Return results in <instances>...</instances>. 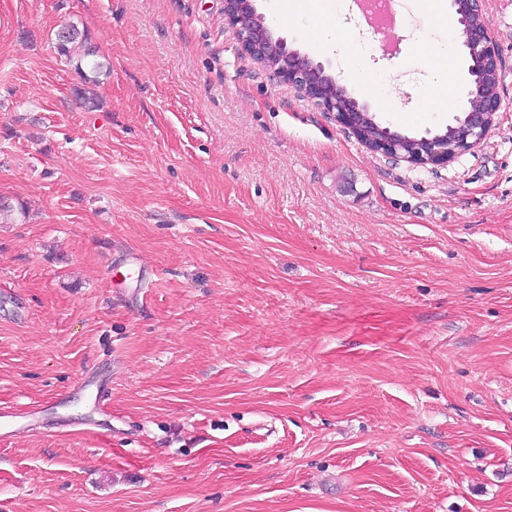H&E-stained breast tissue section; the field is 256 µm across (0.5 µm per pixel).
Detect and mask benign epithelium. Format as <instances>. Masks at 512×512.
Wrapping results in <instances>:
<instances>
[{
    "instance_id": "obj_1",
    "label": "benign epithelium",
    "mask_w": 512,
    "mask_h": 512,
    "mask_svg": "<svg viewBox=\"0 0 512 512\" xmlns=\"http://www.w3.org/2000/svg\"><path fill=\"white\" fill-rule=\"evenodd\" d=\"M224 16L237 28L239 51L244 57L273 73L279 83L295 87L321 110L334 116L336 121L353 133L368 118V111L344 109L330 93L329 85L335 78L325 73L322 64L288 47L287 42L274 36L265 17L259 14L255 0H224ZM483 16L481 0H469V10L459 15L463 46L471 60L469 70L486 68L498 71V53ZM469 110L466 112V132L463 139L452 141L434 136L423 138V150L414 157L404 156L413 166L446 165L458 155L480 144L495 125L500 109L497 96L484 93L478 78H473L467 91Z\"/></svg>"
}]
</instances>
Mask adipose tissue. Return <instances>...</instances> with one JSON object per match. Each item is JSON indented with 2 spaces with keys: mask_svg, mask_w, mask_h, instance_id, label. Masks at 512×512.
<instances>
[{
  "mask_svg": "<svg viewBox=\"0 0 512 512\" xmlns=\"http://www.w3.org/2000/svg\"><path fill=\"white\" fill-rule=\"evenodd\" d=\"M426 4L437 12V35L419 39L413 65L430 78V91L424 101V110L430 114L447 109L456 87L458 62L455 48L461 32L449 14L438 11V0H426ZM266 6L276 17L306 22L309 38L317 49L330 54L340 53L342 76L359 81L381 106H388L383 92L387 77L368 72L366 56L347 43L348 32L340 0H267Z\"/></svg>",
  "mask_w": 512,
  "mask_h": 512,
  "instance_id": "adipose-tissue-1",
  "label": "adipose tissue"
}]
</instances>
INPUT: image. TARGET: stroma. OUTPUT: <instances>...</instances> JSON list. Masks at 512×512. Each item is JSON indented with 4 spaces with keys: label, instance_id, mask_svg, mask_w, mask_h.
Here are the masks:
<instances>
[{
    "label": "stroma",
    "instance_id": "obj_1",
    "mask_svg": "<svg viewBox=\"0 0 512 512\" xmlns=\"http://www.w3.org/2000/svg\"><path fill=\"white\" fill-rule=\"evenodd\" d=\"M483 8L496 124L416 167L243 58L224 0H0V412L50 422L0 439V512H512V0ZM434 27L353 32L391 129L464 108L460 47L418 110ZM438 38L423 36L418 41V50L413 66L428 74L429 94L422 112H445L451 94L456 88L458 62L455 48L461 39L454 19L445 12L436 14ZM56 50L61 57L70 63H76L75 69L83 77L85 84H96L99 82V74L104 65L95 59L97 57L96 47L92 45L87 32L80 30L77 25L70 24L64 28V33L57 35ZM83 65L88 72L83 70Z\"/></svg>",
    "mask_w": 512,
    "mask_h": 512
}]
</instances>
